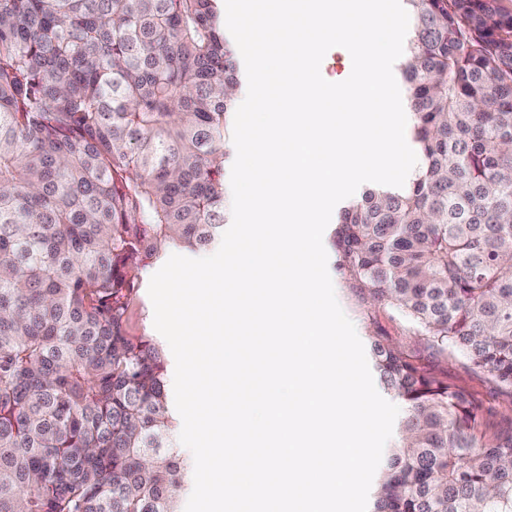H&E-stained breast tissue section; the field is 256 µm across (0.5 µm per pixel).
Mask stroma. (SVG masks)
Returning a JSON list of instances; mask_svg holds the SVG:
<instances>
[{"label":"stroma","mask_w":512,"mask_h":512,"mask_svg":"<svg viewBox=\"0 0 512 512\" xmlns=\"http://www.w3.org/2000/svg\"><path fill=\"white\" fill-rule=\"evenodd\" d=\"M328 270L336 298L362 342L376 338L392 344L427 373L474 394L486 408L480 427L486 438L512 433L511 387L501 384L489 371L473 366L456 348L433 345L403 314L375 301L366 290L357 288L341 274L336 257H329Z\"/></svg>","instance_id":"1"}]
</instances>
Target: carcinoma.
Instances as JSON below:
<instances>
[{"label": "carcinoma", "instance_id": "1", "mask_svg": "<svg viewBox=\"0 0 512 512\" xmlns=\"http://www.w3.org/2000/svg\"><path fill=\"white\" fill-rule=\"evenodd\" d=\"M422 164L341 207L338 269L512 387V12L403 0ZM245 81L223 0H0V512H179L163 347L140 275L219 243ZM405 404L371 512H512V436L370 340ZM218 247L219 246L207 251L205 254H203L201 256L194 255L189 252L177 251V250H174L171 253H169L167 258L162 263H159L157 266H155L150 271V273L143 279V281L141 282L140 288H138V290L133 295V297L130 301V305H129V309H128V313H127L128 330H129L130 334L133 336H149L150 338H153L154 340H156L157 342H159L162 345V347L166 353V356L169 360V362H168L169 363V378H168L169 404H170L171 408L174 410V412L176 413V415L178 417V421H179L178 430H177V445H178V448H180L183 455L192 461H194V460H193V456H192V453L190 452V450L187 449L186 447H184L179 442V433L182 428V419L176 410L175 401H174L173 378H174V371H175V361H174L173 354L171 352V349H170L167 341L154 328L153 306H152L150 297L148 295V285H149V281H150V278L152 277V275L155 272H157L164 265V263L167 261V259L169 258V256L171 254H179V255H183V256H187V257H191V258H199V257L207 256V255L214 253L218 249Z\"/></svg>", "mask_w": 512, "mask_h": 512}]
</instances>
